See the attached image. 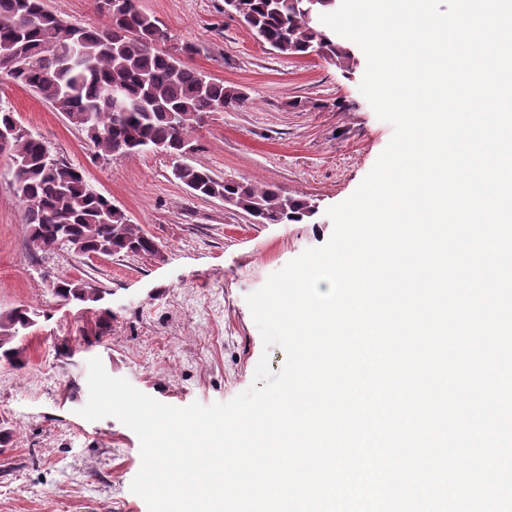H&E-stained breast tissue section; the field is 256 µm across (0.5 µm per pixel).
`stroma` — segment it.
<instances>
[{"instance_id":"stroma-1","label":"stroma","mask_w":512,"mask_h":512,"mask_svg":"<svg viewBox=\"0 0 512 512\" xmlns=\"http://www.w3.org/2000/svg\"><path fill=\"white\" fill-rule=\"evenodd\" d=\"M190 63L243 89L245 108L216 112L193 134L186 163L223 178L272 183L314 199L300 224H257L222 200L201 198L173 176L174 157L103 155L69 119L30 89L0 78V108L42 138L60 160L139 224L153 255L95 256L62 246L31 252L23 207L0 155V312L32 311L18 336L25 369L0 367V512H148L131 490L141 467L137 435L115 418L89 421L88 362L156 400L184 407L225 403L247 390L261 354L272 372L282 347H264L247 295L309 248L324 246L330 207L349 198L387 147L393 127L359 86L312 54L286 57L262 42L224 0H139ZM52 276L95 288L82 306L55 297ZM112 314L101 330V312Z\"/></svg>"}]
</instances>
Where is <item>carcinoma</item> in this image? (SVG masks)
<instances>
[{
  "label": "carcinoma",
  "mask_w": 512,
  "mask_h": 512,
  "mask_svg": "<svg viewBox=\"0 0 512 512\" xmlns=\"http://www.w3.org/2000/svg\"><path fill=\"white\" fill-rule=\"evenodd\" d=\"M262 41L282 53L323 55L343 72L359 65L354 50L326 33L321 15L336 0H225ZM107 19L102 28L68 23L43 0H0V55L15 59L13 82L34 91L81 129L103 154L139 156L153 146L175 158L185 157V142L214 112L245 106L239 88L215 80L187 64L191 47L172 50L158 44L160 22L142 12L137 0H99ZM122 91L121 104L108 90ZM11 150L25 160L12 189L24 207L29 250L68 245L83 254L106 256L154 254L156 243L124 212L87 183L83 171L62 160L45 159V142L18 131ZM175 176L195 195L220 198L253 217L257 224L303 223L317 213L308 198L288 195L275 184L218 178L182 163ZM52 293L66 302H96L93 289L56 276ZM32 324L31 311L0 313V364L25 365L22 348L13 345Z\"/></svg>",
  "instance_id": "obj_1"
}]
</instances>
